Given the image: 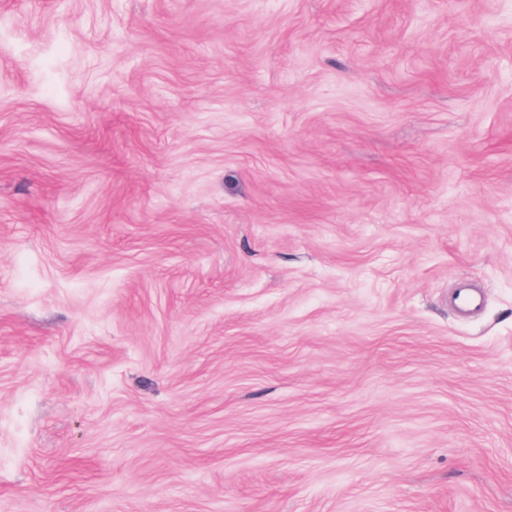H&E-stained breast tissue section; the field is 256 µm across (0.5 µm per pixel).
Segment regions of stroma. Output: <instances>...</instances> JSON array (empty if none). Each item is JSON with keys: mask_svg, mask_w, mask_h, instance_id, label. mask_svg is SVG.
<instances>
[{"mask_svg": "<svg viewBox=\"0 0 512 512\" xmlns=\"http://www.w3.org/2000/svg\"><path fill=\"white\" fill-rule=\"evenodd\" d=\"M0 512H512V0H0Z\"/></svg>", "mask_w": 512, "mask_h": 512, "instance_id": "1", "label": "stroma"}]
</instances>
